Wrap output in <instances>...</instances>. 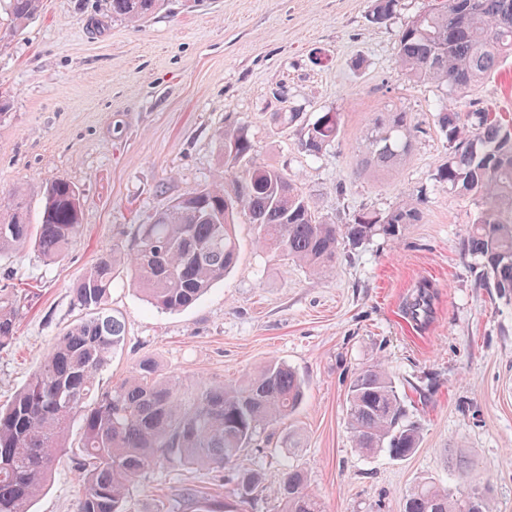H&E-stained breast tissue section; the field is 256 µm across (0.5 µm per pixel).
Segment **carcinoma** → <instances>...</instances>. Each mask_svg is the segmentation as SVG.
<instances>
[{"label":"carcinoma","instance_id":"1","mask_svg":"<svg viewBox=\"0 0 512 512\" xmlns=\"http://www.w3.org/2000/svg\"><path fill=\"white\" fill-rule=\"evenodd\" d=\"M42 0H8L16 24L32 19ZM400 0H373L370 18L384 23ZM160 0H111L112 17L133 26L147 21ZM397 57L414 81L448 88L449 103L439 124L454 156L439 179L464 195L481 198L485 208L463 244L482 259L480 285L497 295H512V129L479 109L459 112L465 93L506 57H512V0H441L409 22L398 35ZM340 114L326 112L301 142L309 153L330 145L339 132ZM369 143L379 164L403 155L411 145V121L395 112ZM224 156L244 169L188 190L136 228L132 253L115 243L72 288L74 304L88 312L60 336L29 382L0 406V512H29L52 470L71 456L83 478L76 512H124L128 487L148 467L208 466L235 462L266 425L290 417L304 386L288 365L271 360L235 383L188 385L144 360L121 382L100 388L98 371L124 345L125 324L106 308L116 271L128 267L134 285L154 307L180 311L195 303L233 266L238 241L235 217L243 214L257 229V242L316 273L336 267L339 246L358 244L380 231L396 237L405 224L420 219L408 200L383 217L361 215L351 224H325L316 218L302 191L281 169L252 157L242 129L218 134ZM79 189L64 177L46 189L38 222L17 196L0 212V255L34 247L41 256L60 259L80 232ZM430 285L408 305L418 319L430 311ZM18 310L0 297V348L13 342ZM348 429L362 453L385 450L396 459L413 454L420 425L408 418L385 368L373 364L349 386ZM81 422L77 448L70 447L73 419ZM274 495L282 512H322L305 474L290 470ZM404 512H493L490 493L474 500L432 481L419 483Z\"/></svg>","mask_w":512,"mask_h":512}]
</instances>
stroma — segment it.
Instances as JSON below:
<instances>
[{
    "instance_id": "1",
    "label": "stroma",
    "mask_w": 512,
    "mask_h": 512,
    "mask_svg": "<svg viewBox=\"0 0 512 512\" xmlns=\"http://www.w3.org/2000/svg\"><path fill=\"white\" fill-rule=\"evenodd\" d=\"M435 5L400 0L376 24L371 0H168L134 27L113 18L110 0H42L18 28L0 8V94L10 99L0 115V205L19 194L39 214L60 177L83 203L64 258L0 259V289L20 299L16 338L0 349V404L80 318L72 287L113 242L134 248L137 225L218 168L236 171L220 153L224 128H245L257 162L288 173L325 223L383 216L410 198L421 212L398 238L341 247L326 274L258 246L239 218L235 266L180 312L156 309L129 272L116 274L108 307L126 338L99 371L102 386L144 359L193 383L235 381L273 358L306 385L297 412L262 429L238 461L146 469L126 512H280L273 490L290 468L305 472L325 512H403L422 481L462 490V466L490 488L494 512H512V298L480 286L479 266L461 253L480 198L438 179L453 156L438 123L448 91L410 80L397 57L399 31ZM481 108L512 122V58L467 92L462 111ZM289 110L298 123H274ZM329 111L341 115L338 136L310 154L301 141ZM400 111L414 127L409 151L371 162L376 117ZM423 282L432 314L420 324L405 308ZM375 362L422 429L403 459L359 454L347 429L350 383ZM243 470L262 477L246 501ZM81 494L79 473L63 462L32 512H75Z\"/></svg>"
}]
</instances>
